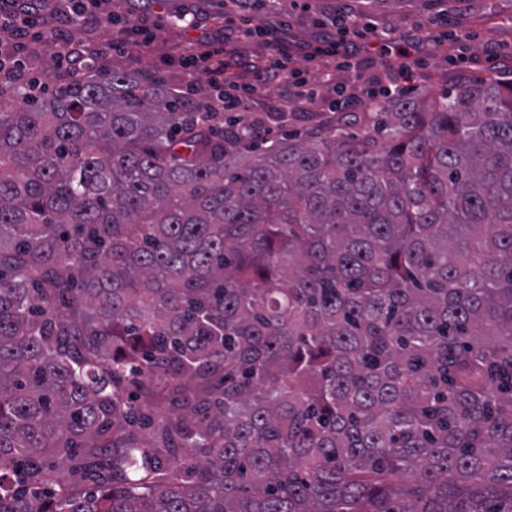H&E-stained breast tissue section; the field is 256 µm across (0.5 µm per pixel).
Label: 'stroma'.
Instances as JSON below:
<instances>
[{
    "label": "stroma",
    "mask_w": 512,
    "mask_h": 512,
    "mask_svg": "<svg viewBox=\"0 0 512 512\" xmlns=\"http://www.w3.org/2000/svg\"><path fill=\"white\" fill-rule=\"evenodd\" d=\"M139 0H79L84 10V31L102 42L132 39L128 22L138 20L151 30L153 40L143 51L110 50L100 61L101 72L115 69L146 73L153 80L184 92L192 102L208 98L211 89L204 74H191L178 60L173 49L189 43H204L212 49L224 46L226 13L236 11L235 0H155L152 9L144 11ZM280 21L299 39H312L318 32L317 21H330L347 12L364 20L403 33L419 28L437 35L436 23L447 19L449 28L471 31L466 64L449 65L456 52L452 42L434 48L427 67L418 70L407 84L408 92L427 88L438 92L448 88L458 77L483 80L512 73V0H276ZM26 76L38 77L58 84L61 59L54 46L30 42L23 52ZM272 121L274 135L300 132L316 125L324 115L319 103L298 104L271 86L268 98L255 107V114Z\"/></svg>",
    "instance_id": "1"
}]
</instances>
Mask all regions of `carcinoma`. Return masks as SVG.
<instances>
[{
	"instance_id": "cac0c4a2",
	"label": "carcinoma",
	"mask_w": 512,
	"mask_h": 512,
	"mask_svg": "<svg viewBox=\"0 0 512 512\" xmlns=\"http://www.w3.org/2000/svg\"><path fill=\"white\" fill-rule=\"evenodd\" d=\"M189 107L0 90V512H512V81ZM378 85L366 83L362 86L351 85L341 91L340 98L333 99L328 107V112H349L350 107L356 102L375 104L376 98L381 90L376 91Z\"/></svg>"
}]
</instances>
